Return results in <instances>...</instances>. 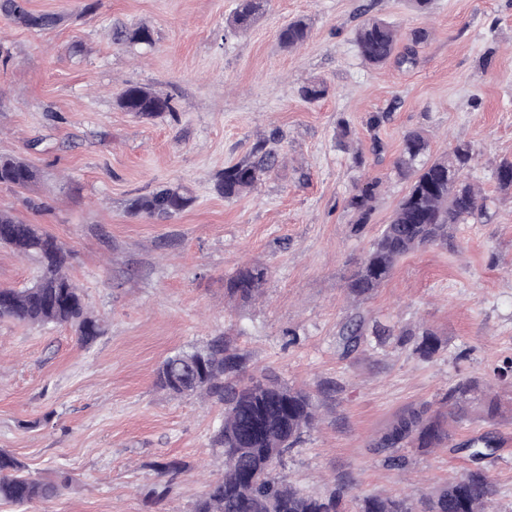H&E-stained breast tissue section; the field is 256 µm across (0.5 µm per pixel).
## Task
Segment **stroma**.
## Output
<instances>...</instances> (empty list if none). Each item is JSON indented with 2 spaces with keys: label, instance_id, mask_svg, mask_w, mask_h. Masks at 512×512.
<instances>
[{
  "label": "stroma",
  "instance_id": "35a3bbf8",
  "mask_svg": "<svg viewBox=\"0 0 512 512\" xmlns=\"http://www.w3.org/2000/svg\"><path fill=\"white\" fill-rule=\"evenodd\" d=\"M235 3L29 0L63 19L40 35L0 17V156L37 170L26 188L0 185V209L65 244L68 273L105 329L85 345L68 327L0 320V449L33 474L73 476L33 512H192L224 472L209 442L220 411L158 390L153 372L171 351L218 333L236 337L253 369L273 367L290 385L342 382L286 462V475L314 492L342 476L360 496L415 498L459 476L465 463L450 449H406L397 469L366 444L406 406L437 402L461 377H492L512 359V197L492 174L512 158V0H435L427 14L407 0H271L245 31L227 26ZM365 3L400 29L429 30L414 68L362 61L353 31ZM300 16L310 36L285 49L278 33ZM119 24L148 26L152 47L114 44ZM314 80L329 93L308 103L298 89ZM130 84L171 96L174 115L122 111L116 98ZM394 99L379 130L387 153L367 175L388 176L403 133L422 129L434 157L457 140L474 146L470 175L489 204L487 218L457 225L452 248L403 258L363 304L381 323L422 322L442 336L429 361L372 338L348 358L336 348L353 311L345 279L408 190L388 176L371 224L351 233L344 201L358 173L336 126L349 122L368 146L369 114ZM274 130L277 170L224 199L216 174ZM173 183L194 197L190 209L168 222L129 215L131 198ZM245 264L268 268L262 294L225 303V282ZM498 392L502 416L471 411L452 440L498 437L485 465L498 512H512V383ZM172 458L185 470L166 499L145 504L157 463Z\"/></svg>",
  "mask_w": 512,
  "mask_h": 512
}]
</instances>
